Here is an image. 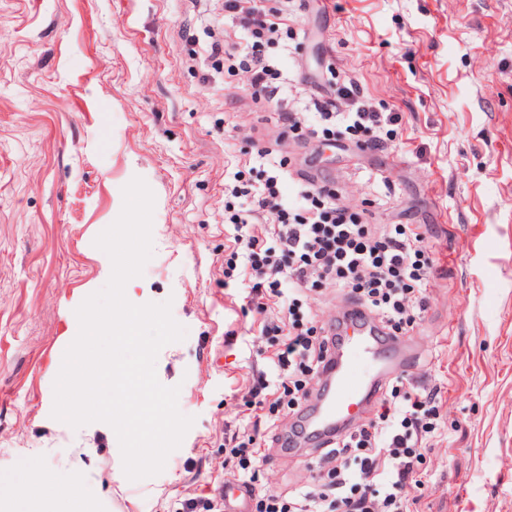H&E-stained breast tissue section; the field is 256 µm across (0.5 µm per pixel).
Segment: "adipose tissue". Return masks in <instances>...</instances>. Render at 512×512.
Segmentation results:
<instances>
[{
  "label": "adipose tissue",
  "instance_id": "ef3b65f1",
  "mask_svg": "<svg viewBox=\"0 0 512 512\" xmlns=\"http://www.w3.org/2000/svg\"><path fill=\"white\" fill-rule=\"evenodd\" d=\"M23 467L32 482L22 495L31 502L49 504L52 512H101L99 499L83 493L84 473L74 470L67 481H60L55 470L37 456L26 457Z\"/></svg>",
  "mask_w": 512,
  "mask_h": 512
}]
</instances>
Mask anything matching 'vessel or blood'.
Returning a JSON list of instances; mask_svg holds the SVG:
<instances>
[{
  "mask_svg": "<svg viewBox=\"0 0 512 512\" xmlns=\"http://www.w3.org/2000/svg\"><path fill=\"white\" fill-rule=\"evenodd\" d=\"M340 315L347 330L324 371L327 392L302 416L304 431L322 442L364 422L383 382L414 358L404 340L384 335L367 311L346 304Z\"/></svg>",
  "mask_w": 512,
  "mask_h": 512,
  "instance_id": "b4317fda",
  "label": "vessel or blood"
}]
</instances>
